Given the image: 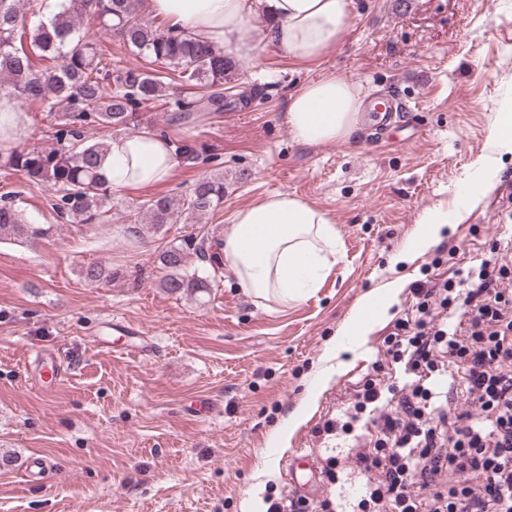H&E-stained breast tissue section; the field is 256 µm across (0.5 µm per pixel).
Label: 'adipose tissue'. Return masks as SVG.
Instances as JSON below:
<instances>
[{
  "label": "adipose tissue",
  "instance_id": "ef3b65f1",
  "mask_svg": "<svg viewBox=\"0 0 512 512\" xmlns=\"http://www.w3.org/2000/svg\"><path fill=\"white\" fill-rule=\"evenodd\" d=\"M148 13L173 30H187L236 57L256 60L266 46L300 64L325 59L350 26L351 0H145ZM267 13L271 23L257 32L252 18ZM361 85L335 73L303 85L288 97L285 122L294 142L320 145L355 140L364 126ZM487 156L471 192H479L498 171V157L512 153V110L499 113ZM178 161L167 139L145 128L112 136L100 174L113 189L167 182ZM220 261L236 286L257 304L298 302L321 286L336 255L330 216L301 197L275 192L238 209L218 238ZM401 281L366 296L352 315L349 335H365L375 315L387 314Z\"/></svg>",
  "mask_w": 512,
  "mask_h": 512
}]
</instances>
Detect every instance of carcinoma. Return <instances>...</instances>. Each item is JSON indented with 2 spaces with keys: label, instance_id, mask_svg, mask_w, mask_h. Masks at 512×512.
I'll return each mask as SVG.
<instances>
[{
  "label": "carcinoma",
  "instance_id": "1",
  "mask_svg": "<svg viewBox=\"0 0 512 512\" xmlns=\"http://www.w3.org/2000/svg\"><path fill=\"white\" fill-rule=\"evenodd\" d=\"M143 0H59L57 12L48 21L27 28L24 14L31 0H0V78L8 92L25 101H39L54 115L49 138L54 148L17 146L0 155V167L22 172L28 185L47 187L56 194L52 209L71 223L103 224L112 209V187L99 173L105 145L91 142L90 126H128L140 106L161 97L172 83L188 84L191 99H177L175 110L184 121L191 114L209 109L223 111L224 94L236 88L238 67L222 49L203 42L189 32L174 34L152 24L141 13ZM111 35L122 42L140 65L112 69L103 61L101 37ZM58 62L53 68H33L23 45ZM18 191L0 195V240L39 239L46 229L28 224L14 204ZM224 203V178L205 175L182 201L160 197L140 206L134 233L140 225L155 230L166 224H197ZM205 237L191 234L181 244L162 251L159 261L168 274L160 286L170 294L196 296L208 292L206 276L186 275L182 268L187 252L205 256ZM91 284L112 282V268L94 263L82 270Z\"/></svg>",
  "mask_w": 512,
  "mask_h": 512
}]
</instances>
